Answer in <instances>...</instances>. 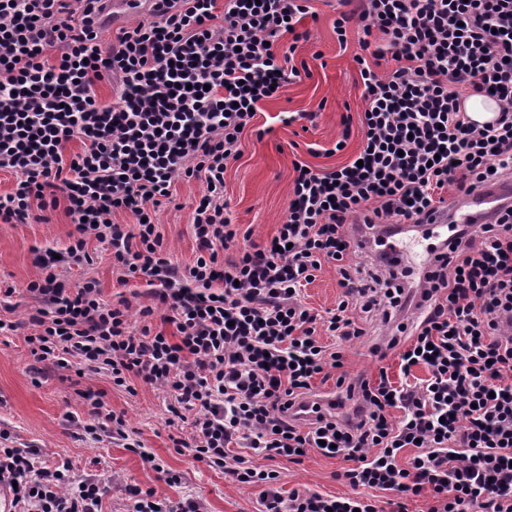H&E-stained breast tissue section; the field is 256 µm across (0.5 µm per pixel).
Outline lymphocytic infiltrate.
<instances>
[{
	"instance_id": "1",
	"label": "lymphocytic infiltrate",
	"mask_w": 512,
	"mask_h": 512,
	"mask_svg": "<svg viewBox=\"0 0 512 512\" xmlns=\"http://www.w3.org/2000/svg\"><path fill=\"white\" fill-rule=\"evenodd\" d=\"M311 2L157 0L149 19L106 48L101 0H0V171L16 177L0 195V222L65 206L77 226L68 259L89 261V241H108L113 263L153 286L176 329L154 331L149 306L135 326L129 303L105 304L97 280L66 287L49 252L27 286L37 304L23 325L30 371L37 381L50 367L161 390L191 428L175 448L263 486V512H379L359 497L282 494L277 471L257 464L312 449L347 461L341 476L351 487L402 499L429 491L427 512H512L511 203L488 223L462 225L451 260L420 280L425 316L402 346L405 382L384 371L374 383L348 382L341 354L318 339L362 336L357 313L387 323L407 299L406 278L351 262L352 225H419L445 192L464 198L512 176V0H359L340 13L339 45L349 30L358 35V158L327 170L294 162L285 218L259 244L225 214L224 172L262 102L301 80L293 59ZM104 80L108 102L96 91ZM467 89L501 102L493 121L468 117ZM74 140L80 151L66 154ZM178 179L203 184L192 213L197 255L185 265L173 262L157 224ZM123 212L134 223H116ZM232 247L237 259L225 260ZM326 263L344 297L319 314L301 292ZM416 366L429 376L408 382ZM329 367L360 397L361 413L301 429L289 411ZM82 397L84 435L128 440L103 393ZM9 439L0 430V485L11 488L14 512H102L104 482L75 478L67 462L43 464L39 449ZM406 448L414 454L403 466ZM128 496L129 512H203L152 487Z\"/></svg>"
}]
</instances>
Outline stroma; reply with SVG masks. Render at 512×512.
Returning <instances> with one entry per match:
<instances>
[{
	"instance_id": "stroma-1",
	"label": "stroma",
	"mask_w": 512,
	"mask_h": 512,
	"mask_svg": "<svg viewBox=\"0 0 512 512\" xmlns=\"http://www.w3.org/2000/svg\"><path fill=\"white\" fill-rule=\"evenodd\" d=\"M317 20H305L308 40L299 42L295 59L305 62L309 75L288 85L277 98L262 103L252 128L241 141V155L224 173V199L231 223L251 232L256 242L270 239L281 224L293 187L294 161L300 160L325 170L344 164L361 148L363 131L360 116L364 109L358 68L353 61L357 50L356 35H349L347 47H340L333 28L341 6L338 0H313ZM300 113V120L287 116ZM344 149H337L338 141ZM202 185L196 180H176L173 202L158 212L159 231L173 259L192 262L197 243L190 224L195 199ZM76 226L64 207L49 211L47 221L30 220L26 224L0 223V285L11 287V297L0 300V319L27 321L36 303L26 288L39 278V257L46 251H64ZM91 261L77 267L60 263L58 271L66 286L85 279L99 282L105 303L116 305L128 300L133 308L149 305L154 309L151 324L155 330L173 334V325L165 323L166 309L155 303L145 279L126 275L112 262L107 242L92 241ZM343 294L332 265H324L315 281L303 290L302 301L322 313L335 308ZM364 336L343 341L326 337V344L343 355L342 371L348 377L364 376L376 380L379 369H386L392 382H400V351L389 348L391 336L401 344L408 335L397 334L395 326L384 325L380 318L364 321ZM386 349L384 359L372 353L375 346ZM29 352L22 334H0V428L10 431L15 445L32 444L39 448L44 461L53 464L66 459L78 478H107L111 487L104 499L105 512H127L126 486L161 487L170 500L198 499L205 512H259L261 487L225 480L222 472L207 468L189 452H176L174 438L189 435L186 423H170L164 393L151 386L135 383L133 390L113 385L108 376L98 374L84 378H64L61 372L50 373L42 384H34L27 370ZM339 371V372H342ZM337 371L317 377L315 393L336 396V414L353 415L355 404L345 392L336 388ZM105 392V400L115 413L124 415L141 452L124 448L121 443L103 438L80 439L77 426L87 419V407L81 391ZM150 452L155 464L145 463L142 452ZM279 473L278 488L288 493L295 488L333 496H349L356 491L339 477L347 463L309 451L298 462L285 458L270 461ZM178 474L174 485L162 484L159 469ZM360 496H376L387 501L388 493L363 488Z\"/></svg>"
}]
</instances>
